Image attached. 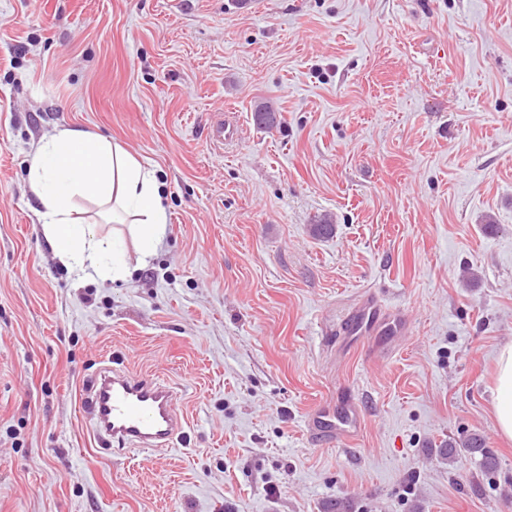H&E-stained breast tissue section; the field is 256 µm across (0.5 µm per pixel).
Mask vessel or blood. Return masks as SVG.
I'll return each mask as SVG.
<instances>
[{"label": "vessel or blood", "mask_w": 512, "mask_h": 512, "mask_svg": "<svg viewBox=\"0 0 512 512\" xmlns=\"http://www.w3.org/2000/svg\"><path fill=\"white\" fill-rule=\"evenodd\" d=\"M241 139V126L233 119L219 121L212 130L217 145H233ZM352 336H403L408 331L403 314L384 309L366 297L348 324ZM177 392L166 382L138 378L120 368L98 373L81 405L93 423L97 437H109L119 446L155 448L172 440L185 425L177 409ZM315 432L332 440L356 436L361 428L360 408L347 400L336 405H317L309 416Z\"/></svg>", "instance_id": "vessel-or-blood-1"}]
</instances>
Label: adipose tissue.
<instances>
[{"label":"adipose tissue","instance_id":"obj_1","mask_svg":"<svg viewBox=\"0 0 512 512\" xmlns=\"http://www.w3.org/2000/svg\"><path fill=\"white\" fill-rule=\"evenodd\" d=\"M28 180L55 257L78 278L120 280L129 273L123 237L99 235L82 217V202L96 204L101 220L129 225L141 257L154 254L164 237L167 213L156 172L119 143L76 129L44 137ZM495 384L498 428L512 439V344L496 357Z\"/></svg>","mask_w":512,"mask_h":512}]
</instances>
